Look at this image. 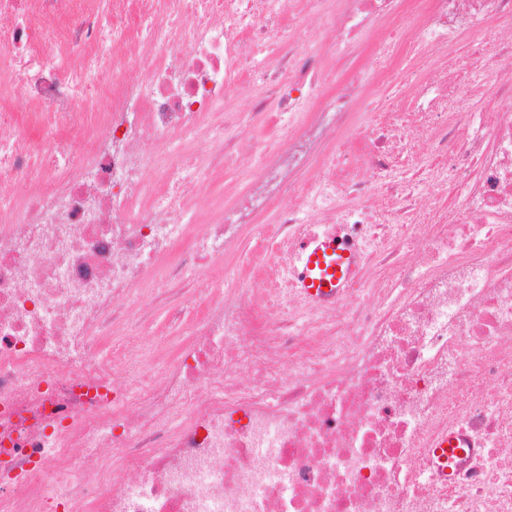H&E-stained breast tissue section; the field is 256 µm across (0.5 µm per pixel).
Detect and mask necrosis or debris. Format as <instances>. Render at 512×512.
I'll use <instances>...</instances> for the list:
<instances>
[{
  "label": "necrosis or debris",
  "mask_w": 512,
  "mask_h": 512,
  "mask_svg": "<svg viewBox=\"0 0 512 512\" xmlns=\"http://www.w3.org/2000/svg\"><path fill=\"white\" fill-rule=\"evenodd\" d=\"M17 92L43 122L0 114V512H512V0H0ZM243 122L275 130L258 172L198 197ZM312 213L363 259L336 299L185 293L268 218L279 271ZM158 305L197 311L161 372L124 340ZM412 77L413 70L406 69L404 70L400 77L398 88L396 90L387 91L380 86L373 85L370 87L368 91L367 98L371 101H377L386 112H390V110L392 109V97L395 95L394 93H400L401 90H404L408 86L409 81L412 79Z\"/></svg>",
  "instance_id": "4bbe7bcc"
}]
</instances>
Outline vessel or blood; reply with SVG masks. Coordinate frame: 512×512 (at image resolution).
I'll return each instance as SVG.
<instances>
[{
  "label": "vessel or blood",
  "mask_w": 512,
  "mask_h": 512,
  "mask_svg": "<svg viewBox=\"0 0 512 512\" xmlns=\"http://www.w3.org/2000/svg\"><path fill=\"white\" fill-rule=\"evenodd\" d=\"M360 269L361 258L348 244L331 235H316L300 241L292 277L304 296L328 301L358 276Z\"/></svg>",
  "instance_id": "vessel-or-blood-1"
}]
</instances>
